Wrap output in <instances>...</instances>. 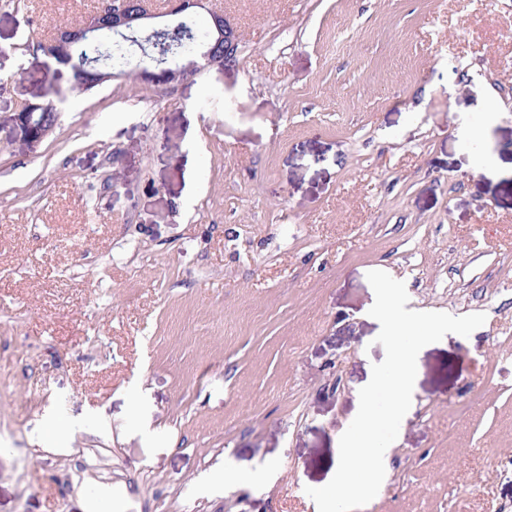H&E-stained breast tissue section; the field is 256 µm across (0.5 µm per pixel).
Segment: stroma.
<instances>
[{"mask_svg":"<svg viewBox=\"0 0 512 512\" xmlns=\"http://www.w3.org/2000/svg\"><path fill=\"white\" fill-rule=\"evenodd\" d=\"M100 2L0 0V512H318L373 270L486 321L420 351L363 512H512V0H214L234 65L62 77L26 142V47Z\"/></svg>","mask_w":512,"mask_h":512,"instance_id":"1","label":"stroma"}]
</instances>
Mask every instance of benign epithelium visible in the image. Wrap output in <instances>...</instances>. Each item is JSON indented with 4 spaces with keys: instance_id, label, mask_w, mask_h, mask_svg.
<instances>
[{
    "instance_id": "7a95c632",
    "label": "benign epithelium",
    "mask_w": 512,
    "mask_h": 512,
    "mask_svg": "<svg viewBox=\"0 0 512 512\" xmlns=\"http://www.w3.org/2000/svg\"><path fill=\"white\" fill-rule=\"evenodd\" d=\"M196 11H204L212 18L205 38L189 52L176 57L155 54L151 38H158L166 32L169 24L167 18ZM103 29L112 33V44L129 47L131 52L137 53L138 60L136 71L121 70L115 73L107 71L110 67L108 53L99 55L94 64L102 70L100 77L103 82L132 75L143 79L153 66L169 69L175 74L203 71L215 65L212 46L220 43L224 44V65L228 66L239 39L234 23L223 11L213 7L212 0H167V8L163 11H155L147 3L133 10L128 0H114L106 12L91 14L79 26L58 29L53 40L56 45L67 48L94 39Z\"/></svg>"
}]
</instances>
